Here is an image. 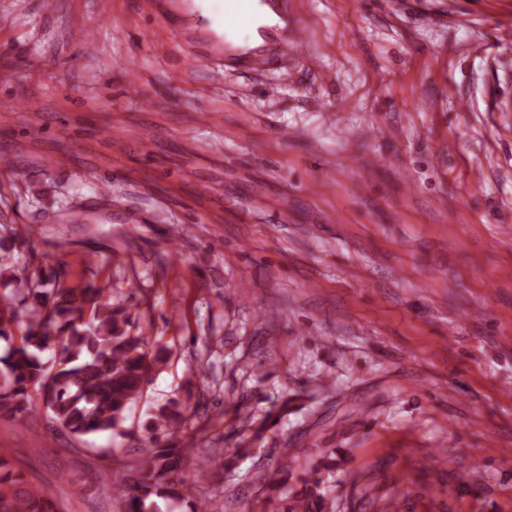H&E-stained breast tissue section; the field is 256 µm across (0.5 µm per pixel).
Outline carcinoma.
I'll return each mask as SVG.
<instances>
[{"instance_id": "carcinoma-1", "label": "carcinoma", "mask_w": 512, "mask_h": 512, "mask_svg": "<svg viewBox=\"0 0 512 512\" xmlns=\"http://www.w3.org/2000/svg\"><path fill=\"white\" fill-rule=\"evenodd\" d=\"M11 271L8 263L0 264V278L13 285L0 295V340L8 343L0 355V416L26 423L43 411L75 437L126 435V412L142 397L153 365L168 359L167 347L131 326L127 299H114L90 283L67 284L62 265L47 278L40 271L22 278ZM48 349L54 352L50 364L39 357ZM186 411L172 400L153 414L140 460L118 472L119 512H162V501L209 512L186 477L195 440ZM0 501L7 512H53L50 494L28 484L3 454ZM327 508L315 488L282 512Z\"/></svg>"}]
</instances>
